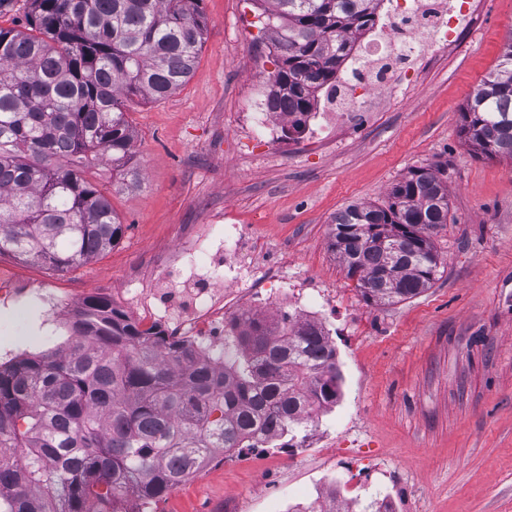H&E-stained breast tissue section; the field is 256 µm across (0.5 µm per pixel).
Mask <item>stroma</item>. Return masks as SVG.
<instances>
[{
	"label": "stroma",
	"mask_w": 512,
	"mask_h": 512,
	"mask_svg": "<svg viewBox=\"0 0 512 512\" xmlns=\"http://www.w3.org/2000/svg\"><path fill=\"white\" fill-rule=\"evenodd\" d=\"M457 42L417 47L413 83L389 87L371 120L318 141L269 142L244 122L278 64L252 0H202L208 33L189 82L127 105L140 184L116 193L112 165L87 171L124 228L105 255L71 271L0 256V278L91 296L166 319L193 316L134 277L157 264L186 224H237L259 237L285 277L333 288L331 338L341 373L335 405L292 448L236 451L160 499L151 512H283L316 502L344 459L361 504L384 494L396 512H512V160L477 154L461 112L512 39V0H473ZM440 169L448 221L431 233L443 265L419 295L367 300L330 246L336 213L385 204L412 169ZM35 305L0 306V363L64 342L65 322L31 325Z\"/></svg>",
	"instance_id": "1"
}]
</instances>
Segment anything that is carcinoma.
<instances>
[{
    "label": "carcinoma",
    "mask_w": 512,
    "mask_h": 512,
    "mask_svg": "<svg viewBox=\"0 0 512 512\" xmlns=\"http://www.w3.org/2000/svg\"><path fill=\"white\" fill-rule=\"evenodd\" d=\"M24 29L0 26V255L66 272L123 233L85 176L104 158L139 182L125 100L162 99L190 79L207 36L202 0H28ZM278 52L267 109L296 129L380 0H253ZM479 154L512 160V42L461 112ZM448 185L411 170L386 204L336 213L332 246L363 296L395 304L439 273L431 232ZM72 341L0 363V512H141L240 448L285 447L336 404V347L322 326L225 324L224 362L144 327L104 297L69 320Z\"/></svg>",
    "instance_id": "obj_1"
}]
</instances>
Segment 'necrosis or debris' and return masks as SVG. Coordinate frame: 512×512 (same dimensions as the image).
Here are the masks:
<instances>
[{
  "instance_id": "4bbe7bcc",
  "label": "necrosis or debris",
  "mask_w": 512,
  "mask_h": 512,
  "mask_svg": "<svg viewBox=\"0 0 512 512\" xmlns=\"http://www.w3.org/2000/svg\"><path fill=\"white\" fill-rule=\"evenodd\" d=\"M468 15L461 0L444 6L441 0H406L394 10L382 38L369 42L365 50L352 55L350 68L343 86L348 105L344 112H313L307 125L323 129L337 123L364 120L359 110V91L375 93L382 89L387 70L378 61L385 48L406 44L408 37L428 29L435 40L446 43ZM243 233L234 224H208L184 234L163 254L159 268L148 271L144 285L176 288L178 281L211 282L236 296L232 312H225L223 302L208 293L195 298V317L174 323L173 329L206 358L216 360L224 353V324L230 315H267L273 321L284 317L307 319L325 324L323 309L326 296L319 289H306L297 280H288L276 267H259L257 274L247 270L248 251L242 246ZM41 305L49 320H56L72 307L71 300L53 289L35 285L22 287L0 281V303L21 308L28 303Z\"/></svg>"
}]
</instances>
